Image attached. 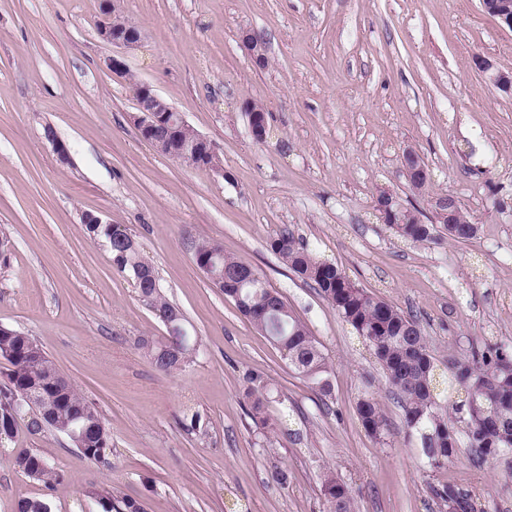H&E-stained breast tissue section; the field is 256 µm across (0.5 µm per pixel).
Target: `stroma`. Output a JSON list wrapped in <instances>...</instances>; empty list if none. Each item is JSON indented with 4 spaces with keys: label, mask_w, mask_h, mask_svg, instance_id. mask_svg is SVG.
Masks as SVG:
<instances>
[{
    "label": "stroma",
    "mask_w": 512,
    "mask_h": 512,
    "mask_svg": "<svg viewBox=\"0 0 512 512\" xmlns=\"http://www.w3.org/2000/svg\"><path fill=\"white\" fill-rule=\"evenodd\" d=\"M99 0H0V324L42 345L112 431L97 468L58 432L19 429L0 442V512L47 499L51 512H100L94 484L146 512H324L321 479L352 489L353 512H444L429 486L475 490L512 512V470L455 463L429 471L383 370L314 288L269 248L283 229L360 287L418 315L438 372L489 336L512 345V94L477 66L512 73V30L479 0H123L144 30L131 78L102 68ZM265 44L257 67L242 31ZM149 84L219 148L221 172L175 162L130 121L133 82ZM262 104L271 139L253 141L242 110ZM52 127L69 153L60 163ZM412 148L432 180L399 170ZM430 214L454 196L473 240L412 243L372 215L379 188ZM132 235L182 312L198 353L158 371L139 348L166 324L86 238L83 213ZM214 241L256 268L322 344L330 396L311 388L197 268ZM260 377L266 424L244 391ZM381 402L383 440L361 426L364 393ZM201 417L191 429L192 414ZM36 453L65 482L55 492L19 471ZM288 472L287 485L274 479Z\"/></svg>",
    "instance_id": "stroma-1"
}]
</instances>
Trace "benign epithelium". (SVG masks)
Masks as SVG:
<instances>
[{"label":"benign epithelium","mask_w":512,"mask_h":512,"mask_svg":"<svg viewBox=\"0 0 512 512\" xmlns=\"http://www.w3.org/2000/svg\"><path fill=\"white\" fill-rule=\"evenodd\" d=\"M498 18V23L512 30V0H492V4L483 5ZM101 19L97 32L99 37L115 48V52L104 60V67L115 75L129 73L125 54L138 48L143 41L141 28L129 22L121 8L120 0H100ZM241 44L247 55L257 66L263 65L266 59L264 43L254 34L246 32L241 36ZM479 68L489 74L490 81L501 91L512 93V74L492 71V65L485 59L478 60ZM137 111L130 115V121L135 126L141 138L155 150L166 153L167 143L175 132V126H183L186 120L178 114L177 109L164 97L156 93L151 86L140 83L136 92ZM244 112L248 117L250 135L265 134L269 130L264 120V113L256 103L244 104ZM219 155L217 145L207 137L198 134L193 142L186 145L181 157L175 161L189 162ZM402 172L410 185L420 190L429 181L430 170L420 156L407 148L402 154ZM435 216L444 224H454L458 216V200L452 195H439L432 201Z\"/></svg>","instance_id":"benign-epithelium-1"}]
</instances>
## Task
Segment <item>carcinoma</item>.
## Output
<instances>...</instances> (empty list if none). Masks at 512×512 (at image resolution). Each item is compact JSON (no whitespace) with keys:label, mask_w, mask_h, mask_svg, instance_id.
Listing matches in <instances>:
<instances>
[{"label":"carcinoma","mask_w":512,"mask_h":512,"mask_svg":"<svg viewBox=\"0 0 512 512\" xmlns=\"http://www.w3.org/2000/svg\"><path fill=\"white\" fill-rule=\"evenodd\" d=\"M193 138L192 129H176L171 137L172 152H181ZM396 207L397 223L389 228L407 241L430 242L442 231L454 241H469L478 233V225L467 223V214L462 211L460 224H405L408 208L399 203ZM84 229L91 240L109 244L116 268L133 280L139 297L162 321L175 319L182 323V313L161 293L154 268L142 260L126 229L117 224H86ZM270 248L303 282L315 288L371 349L382 366L390 392L401 403L407 429L421 436L422 454L430 469H442L457 458L461 432L467 436L474 460L506 459L512 463V347L475 339L469 342L464 358L448 362L450 382L465 392V399L455 404L454 415L450 416L438 402L436 366L415 316L358 287L338 265L309 253L288 229L270 242ZM194 262L207 277L224 279L222 292L239 313L266 335L300 377L323 395H329L330 365L320 342L253 266L224 254L216 242L196 244ZM30 340L28 334L11 326L0 335V351L8 353L5 360L9 364L7 382L0 387V441L15 436L24 416L25 427L32 434L45 429L64 434L78 423L85 432L83 455L100 468H112L109 426L75 388L62 398L56 396L59 368L46 354L32 356ZM141 349L165 374L181 369L197 354L195 344L183 331L163 340L144 339ZM250 383L246 398L250 400L251 414L264 424L266 386L256 377L250 378ZM34 385L42 395L53 398L50 411L22 409L13 404L14 397ZM356 412L366 433L382 440L386 420L378 399L363 395L356 403ZM16 465L49 491L64 482L62 471L36 453L18 456ZM430 490L448 512H487L480 496L469 489L441 483L430 486ZM321 495L325 512H352V491L334 474L324 475ZM85 496L97 502L102 512H145L142 502L112 489L92 485Z\"/></svg>","instance_id":"carcinoma-1"}]
</instances>
